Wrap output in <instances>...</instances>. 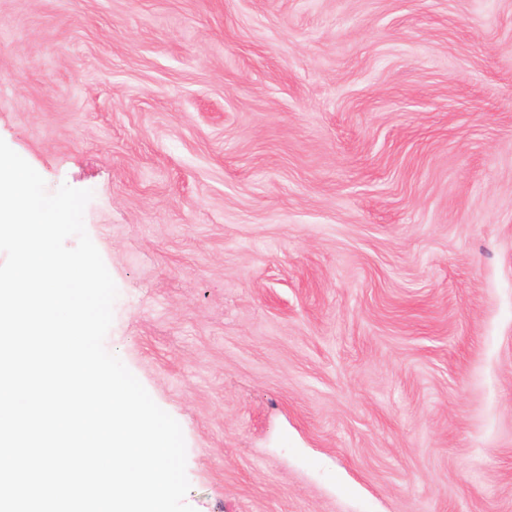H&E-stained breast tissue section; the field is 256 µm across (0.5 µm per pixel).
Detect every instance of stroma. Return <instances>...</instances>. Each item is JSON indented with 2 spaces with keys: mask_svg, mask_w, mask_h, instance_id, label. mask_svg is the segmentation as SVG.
I'll use <instances>...</instances> for the list:
<instances>
[{
  "mask_svg": "<svg viewBox=\"0 0 512 512\" xmlns=\"http://www.w3.org/2000/svg\"><path fill=\"white\" fill-rule=\"evenodd\" d=\"M0 139L195 512H512V0H0Z\"/></svg>",
  "mask_w": 512,
  "mask_h": 512,
  "instance_id": "stroma-1",
  "label": "stroma"
}]
</instances>
